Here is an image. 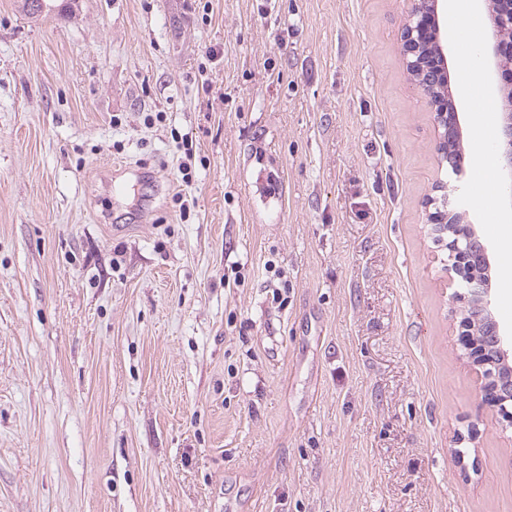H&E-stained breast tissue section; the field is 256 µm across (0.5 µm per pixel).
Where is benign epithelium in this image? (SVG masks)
Wrapping results in <instances>:
<instances>
[{
    "mask_svg": "<svg viewBox=\"0 0 512 512\" xmlns=\"http://www.w3.org/2000/svg\"><path fill=\"white\" fill-rule=\"evenodd\" d=\"M489 20L485 43L487 75L501 73L502 35L512 29V0H481ZM408 23L405 26L404 51L406 66L418 90L428 98L439 129L437 152L455 176L460 165L455 149L462 144L463 127L459 112L448 108L454 98L448 77V3L447 0H410ZM500 138L496 146L499 176L509 187L506 209L512 213V113L499 117ZM442 207L427 215L434 231L446 236L451 264L448 280L459 282L462 290L454 291L452 300L463 304L456 342L464 351L468 365L475 374L481 402L500 412L512 428V335L501 329L491 305V262L487 244L479 236L476 225L466 212ZM489 329L492 340L479 338V329Z\"/></svg>",
    "mask_w": 512,
    "mask_h": 512,
    "instance_id": "7a95c632",
    "label": "benign epithelium"
}]
</instances>
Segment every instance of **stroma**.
Here are the masks:
<instances>
[{
    "instance_id": "1",
    "label": "stroma",
    "mask_w": 512,
    "mask_h": 512,
    "mask_svg": "<svg viewBox=\"0 0 512 512\" xmlns=\"http://www.w3.org/2000/svg\"><path fill=\"white\" fill-rule=\"evenodd\" d=\"M406 20L0 0V512H512Z\"/></svg>"
}]
</instances>
